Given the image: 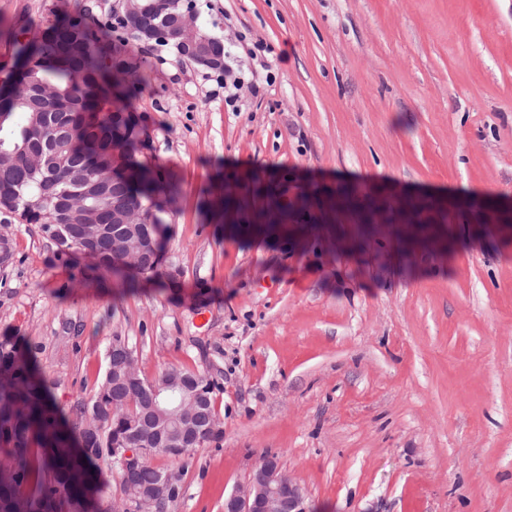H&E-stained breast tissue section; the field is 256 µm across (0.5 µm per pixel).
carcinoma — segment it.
Returning <instances> with one entry per match:
<instances>
[{"mask_svg": "<svg viewBox=\"0 0 512 512\" xmlns=\"http://www.w3.org/2000/svg\"><path fill=\"white\" fill-rule=\"evenodd\" d=\"M97 0H80L74 14L47 21L37 40L18 42L17 54L28 67L0 88V149L11 154L0 165V224H38L56 245L55 255L88 254L98 267L112 270V183L122 167L139 165L136 126L112 124L103 114L132 112V99L146 82L139 67L122 62L129 79L114 77L112 38L129 29L141 44L139 21L112 24L97 15ZM124 147L122 162L112 165V138ZM165 189L150 168L143 180L126 187L129 197L154 211L152 238L163 242L164 212L158 200ZM32 351L0 347V461L9 480L0 485V512H113L112 485L99 475L104 465L118 471L120 490L153 485L162 468L146 458L125 472L112 456V437L133 429L153 397L139 371L112 384V355L92 396L74 408L68 422L38 376ZM34 492L22 501L21 488Z\"/></svg>", "mask_w": 512, "mask_h": 512, "instance_id": "carcinoma-1", "label": "carcinoma"}]
</instances>
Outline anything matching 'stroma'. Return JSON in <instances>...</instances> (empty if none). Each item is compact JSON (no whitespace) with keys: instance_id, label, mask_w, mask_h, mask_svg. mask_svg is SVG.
I'll return each instance as SVG.
<instances>
[{"instance_id":"obj_1","label":"stroma","mask_w":512,"mask_h":512,"mask_svg":"<svg viewBox=\"0 0 512 512\" xmlns=\"http://www.w3.org/2000/svg\"><path fill=\"white\" fill-rule=\"evenodd\" d=\"M194 4L233 102L129 49L144 158L176 186L163 266L129 282L11 225L0 345L67 411L116 336L144 378L214 380L220 436L166 512H224L266 455L306 512H512V235L485 207L512 198V0ZM74 5L0 0V83L19 20Z\"/></svg>"}]
</instances>
